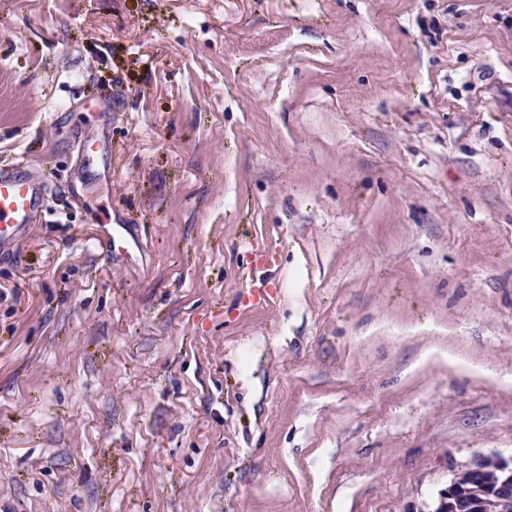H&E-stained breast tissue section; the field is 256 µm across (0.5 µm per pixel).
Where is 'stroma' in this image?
Here are the masks:
<instances>
[{"label":"stroma","instance_id":"35a3bbf8","mask_svg":"<svg viewBox=\"0 0 512 512\" xmlns=\"http://www.w3.org/2000/svg\"><path fill=\"white\" fill-rule=\"evenodd\" d=\"M18 160L0 512H436L512 458V0H0ZM78 157L85 168H90L102 156L105 140L102 138L80 137L77 140ZM47 186L22 161L0 167V254L13 250L41 218ZM102 225L104 229L102 242L107 254L112 260H122L130 252L133 245H136V242L134 240L129 241L112 224Z\"/></svg>","mask_w":512,"mask_h":512}]
</instances>
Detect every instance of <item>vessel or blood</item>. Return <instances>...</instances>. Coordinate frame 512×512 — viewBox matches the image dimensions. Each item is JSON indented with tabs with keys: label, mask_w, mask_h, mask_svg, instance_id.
<instances>
[{
	"label": "vessel or blood",
	"mask_w": 512,
	"mask_h": 512,
	"mask_svg": "<svg viewBox=\"0 0 512 512\" xmlns=\"http://www.w3.org/2000/svg\"><path fill=\"white\" fill-rule=\"evenodd\" d=\"M105 141L82 137L77 141V153L84 167H91L102 156ZM47 186L22 161L0 167V254L13 250L27 237L33 224L41 218ZM102 242L111 259L127 256L133 243L116 227L105 225Z\"/></svg>",
	"instance_id": "vessel-or-blood-1"
}]
</instances>
